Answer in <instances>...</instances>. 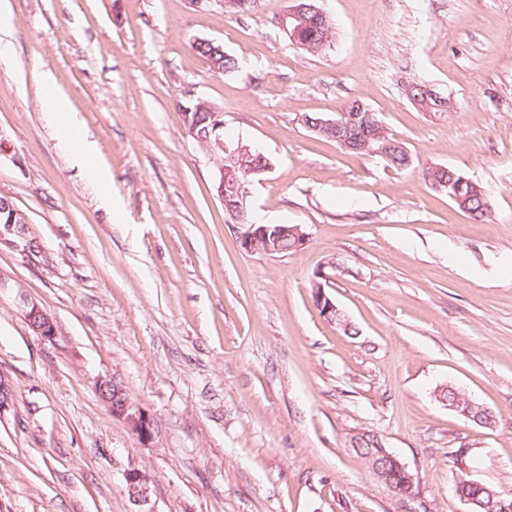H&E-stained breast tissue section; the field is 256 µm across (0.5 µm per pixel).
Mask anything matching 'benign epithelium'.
<instances>
[{
  "instance_id": "obj_1",
  "label": "benign epithelium",
  "mask_w": 512,
  "mask_h": 512,
  "mask_svg": "<svg viewBox=\"0 0 512 512\" xmlns=\"http://www.w3.org/2000/svg\"><path fill=\"white\" fill-rule=\"evenodd\" d=\"M323 11L314 4V0H292L278 16V26L286 34L288 40L297 42L300 31L321 17ZM413 101L421 109L431 112L438 108L442 111L452 108V102L444 99L433 90L423 96H416ZM209 126L196 136V139L208 148V154L214 158L224 156V162H216L218 170L214 190L216 196L224 207H231L244 213L249 208L250 186L255 178L269 172L271 166L261 162L251 167L250 177L242 179L237 175L238 159L244 152L242 145L233 146L224 142L223 114L209 113ZM375 125L370 107L360 104L353 113L338 112L334 115H318L305 123L307 129L315 135H334L346 149L353 148V144L359 139V127ZM464 184H473V181L460 173L452 176V181L444 185L448 187V197L461 207H467L466 198L459 195L457 187ZM443 185L434 183L433 187L442 190ZM10 213L9 219L0 224V243L12 247L30 249V243L25 239V232L21 225L27 223L26 216L18 210L9 198H0V213ZM293 236L296 239L297 248H302L308 243V235L301 230L299 224H258L248 225L247 231L241 235L243 248L250 253L274 255L282 252L281 242L283 238ZM314 303L322 312L323 318L332 324L343 328L349 325L343 312L336 303L324 292L323 287L318 286L314 291ZM25 318L28 325L43 340L51 341L58 335V327L55 321L39 306L30 300L26 302ZM98 393L101 399L109 407L112 416L123 420L139 437L147 439L151 436V419L145 410L128 395L123 386L112 379L100 381ZM374 476L385 484L390 483L394 475L402 479V499L414 500L417 498V487L414 476L402 460L393 454L383 450L380 458L375 460L372 466ZM128 491L132 498L138 501H146L149 476L140 470H131L126 474Z\"/></svg>"
}]
</instances>
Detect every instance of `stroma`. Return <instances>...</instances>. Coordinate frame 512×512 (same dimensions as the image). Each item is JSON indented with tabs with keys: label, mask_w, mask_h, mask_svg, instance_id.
<instances>
[{
	"label": "stroma",
	"mask_w": 512,
	"mask_h": 512,
	"mask_svg": "<svg viewBox=\"0 0 512 512\" xmlns=\"http://www.w3.org/2000/svg\"><path fill=\"white\" fill-rule=\"evenodd\" d=\"M289 0H10L0 62V196L28 218L0 245V512H468L472 478L512 492V0H320L336 38L290 44ZM234 56L214 75L191 43ZM52 75L110 174L90 181L57 145ZM423 84L449 112L411 99ZM369 105L420 165L490 192L486 223L379 158L318 139L306 116ZM268 155L251 213L299 224L307 245L246 252L182 109ZM454 245L459 264L448 262ZM355 334L326 322L316 285ZM56 322L35 336L24 299ZM116 378L153 422L138 437L100 399ZM453 386L489 408L449 409ZM377 434L418 481L401 500L352 440ZM146 472L148 498L125 475ZM443 400L448 402V406L456 404L461 411H467L470 414V420L477 424H490L494 421L492 411L483 405L470 400L463 392L449 386L442 390Z\"/></svg>",
	"instance_id": "1"
}]
</instances>
